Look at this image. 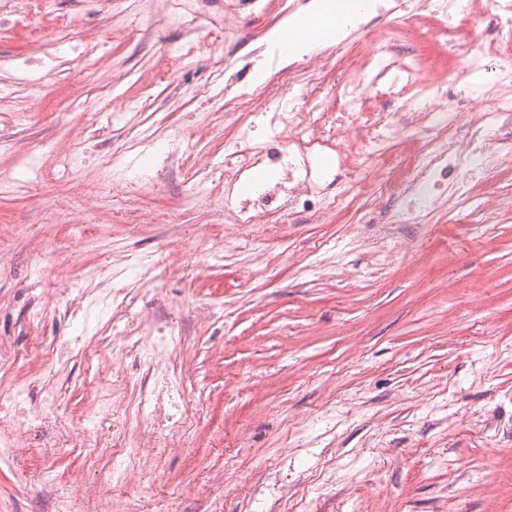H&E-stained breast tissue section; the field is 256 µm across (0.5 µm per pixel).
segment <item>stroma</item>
Here are the masks:
<instances>
[{
    "label": "stroma",
    "mask_w": 512,
    "mask_h": 512,
    "mask_svg": "<svg viewBox=\"0 0 512 512\" xmlns=\"http://www.w3.org/2000/svg\"><path fill=\"white\" fill-rule=\"evenodd\" d=\"M287 1L301 2L238 0L218 34L229 0H195L179 23L168 0H11L15 23L0 28V387L39 375L40 337L80 333L71 305L119 288L112 338L181 331L171 364L187 419L148 449L150 481L111 483L151 381L97 368L105 347L91 343L56 369V426L30 430L0 465V512H65L74 495L83 512H512V214L473 229L444 186L417 223H389L422 149L405 136L376 160L353 142L334 156L311 150L333 159L320 186L335 190L341 165L359 174L371 190L362 212L289 205L274 162L289 132L255 90L258 46ZM414 7L389 0L378 33L423 61L422 78L447 75L458 58L433 36L441 19L402 33ZM49 30V55L78 44L84 55L22 82L5 61ZM370 40L355 30L340 55L270 61L288 76L281 101L297 102L315 75L334 120L337 90L365 89ZM189 41L201 52L177 56ZM240 128L269 154L267 193L251 169L223 199L224 139ZM61 149L86 153V167L59 177ZM107 164L141 187H107ZM246 200L280 215L277 233L255 242L232 224L226 208ZM21 352L28 360L14 363ZM92 425L95 444L82 437ZM47 467L57 484L42 483Z\"/></svg>",
    "instance_id": "stroma-1"
}]
</instances>
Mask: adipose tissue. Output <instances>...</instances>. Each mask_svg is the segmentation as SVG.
I'll return each instance as SVG.
<instances>
[{
    "instance_id": "adipose-tissue-1",
    "label": "adipose tissue",
    "mask_w": 512,
    "mask_h": 512,
    "mask_svg": "<svg viewBox=\"0 0 512 512\" xmlns=\"http://www.w3.org/2000/svg\"><path fill=\"white\" fill-rule=\"evenodd\" d=\"M380 0H308L299 17L266 39L265 58L288 63L335 43L359 21L376 12Z\"/></svg>"
}]
</instances>
